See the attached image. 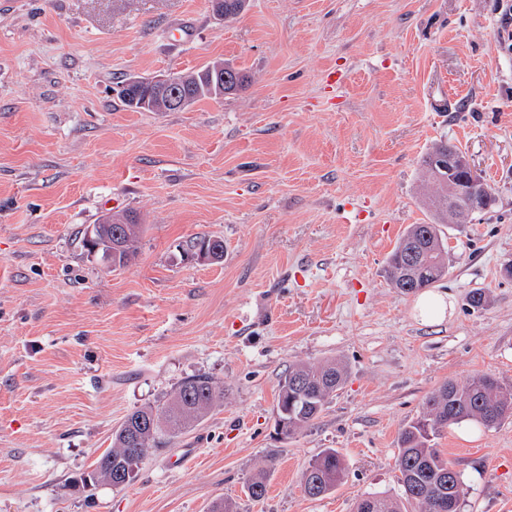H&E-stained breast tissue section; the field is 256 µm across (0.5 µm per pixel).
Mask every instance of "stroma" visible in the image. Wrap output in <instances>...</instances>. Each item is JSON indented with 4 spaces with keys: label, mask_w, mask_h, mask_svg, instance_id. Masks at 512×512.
I'll return each instance as SVG.
<instances>
[{
    "label": "stroma",
    "mask_w": 512,
    "mask_h": 512,
    "mask_svg": "<svg viewBox=\"0 0 512 512\" xmlns=\"http://www.w3.org/2000/svg\"><path fill=\"white\" fill-rule=\"evenodd\" d=\"M502 0H0V512H354L397 496L402 429L441 384H512V50ZM223 60L248 87L138 112L128 75ZM457 146L491 207L445 226L442 318L386 264L423 224L421 161ZM143 232L112 268L84 245L110 213ZM197 236L217 264L182 257ZM483 292L473 308L468 295ZM336 358L349 378L310 427L276 430L278 385ZM224 390L122 488L83 486L112 432L185 378ZM461 512H512V420L436 440ZM336 449V490L308 463ZM267 478V494L245 487ZM310 474L308 475V473ZM345 475V463L341 455L333 448L323 450L306 468L302 476V484L305 494L313 499H318L332 493L341 483ZM309 483L314 484L307 490Z\"/></svg>",
    "instance_id": "stroma-1"
}]
</instances>
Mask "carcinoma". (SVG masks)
<instances>
[{"label":"carcinoma","mask_w":512,"mask_h":512,"mask_svg":"<svg viewBox=\"0 0 512 512\" xmlns=\"http://www.w3.org/2000/svg\"><path fill=\"white\" fill-rule=\"evenodd\" d=\"M181 87L190 91L194 101L218 99L198 83L200 72L180 74ZM422 167L433 192L424 205L430 213L427 224L409 226L400 242H409L415 249L412 265L396 262L397 251L387 260V276L396 288L411 286L421 292L441 280L448 269V250L440 225L448 223V173ZM348 372L338 360L322 364H298L281 380L277 410L285 414L291 436L309 426L324 411L329 400L345 384ZM304 384L301 395H294L292 383ZM224 390L205 376L183 380L163 404L147 406L128 414L112 433V448L102 454L89 474L91 483L103 482L115 488L132 481L148 451L166 439L175 438L199 423L218 402ZM512 418V386L490 374L472 378L457 385L442 384L424 401L423 413L400 433L395 467L401 495L397 498L369 494L362 497L355 512H364V505L373 501L375 512H452L448 502L461 506L465 495L461 474L435 448V439L451 425L476 421L490 429ZM345 475V463L334 448L323 450L306 468L302 484H314L316 492L305 491L313 499L332 493Z\"/></svg>","instance_id":"carcinoma-1"}]
</instances>
